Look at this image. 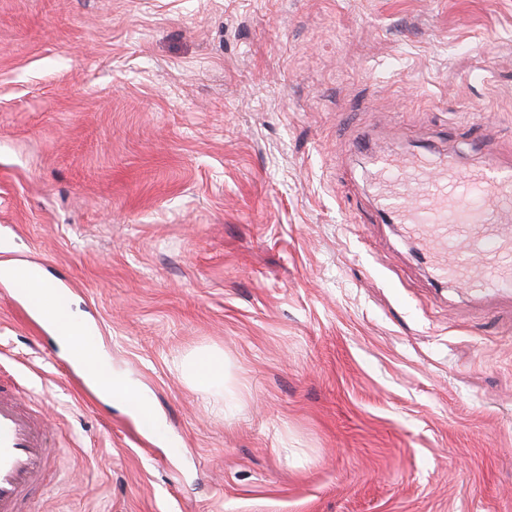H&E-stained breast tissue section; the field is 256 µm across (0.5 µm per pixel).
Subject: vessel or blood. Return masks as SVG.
<instances>
[{"label": "vessel or blood", "instance_id": "vessel-or-blood-1", "mask_svg": "<svg viewBox=\"0 0 512 512\" xmlns=\"http://www.w3.org/2000/svg\"><path fill=\"white\" fill-rule=\"evenodd\" d=\"M383 207L441 261L436 276L512 291V166L441 164L417 152L371 159ZM47 425L0 386V512H24L54 463Z\"/></svg>", "mask_w": 512, "mask_h": 512}]
</instances>
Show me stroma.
Wrapping results in <instances>:
<instances>
[{
  "label": "stroma",
  "mask_w": 512,
  "mask_h": 512,
  "mask_svg": "<svg viewBox=\"0 0 512 512\" xmlns=\"http://www.w3.org/2000/svg\"><path fill=\"white\" fill-rule=\"evenodd\" d=\"M404 148L512 165V0H0V246L162 426L0 279L59 456L26 512H512V297L382 210ZM0 277L24 289L32 309L53 328L70 362L85 371L100 394L111 400L119 398L133 407L145 433L154 434L158 430V419L148 403L135 388L112 373L106 357L95 347L90 330L67 308L66 297L55 284L45 280L36 267L25 263L0 261ZM181 372L194 378L204 392L219 387L224 381V362L213 354H204L190 362L179 364Z\"/></svg>",
  "instance_id": "1"
}]
</instances>
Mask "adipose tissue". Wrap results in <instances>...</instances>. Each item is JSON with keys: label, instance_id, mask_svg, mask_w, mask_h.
<instances>
[{"label": "adipose tissue", "instance_id": "1", "mask_svg": "<svg viewBox=\"0 0 512 512\" xmlns=\"http://www.w3.org/2000/svg\"><path fill=\"white\" fill-rule=\"evenodd\" d=\"M0 277L23 288L32 309L54 330L71 363L82 368L89 382L107 398H118L133 407L140 428L148 434L159 428L157 417L140 393L114 375L106 357L95 347L89 329L67 306L55 284L45 280L36 267L0 262Z\"/></svg>", "mask_w": 512, "mask_h": 512}]
</instances>
